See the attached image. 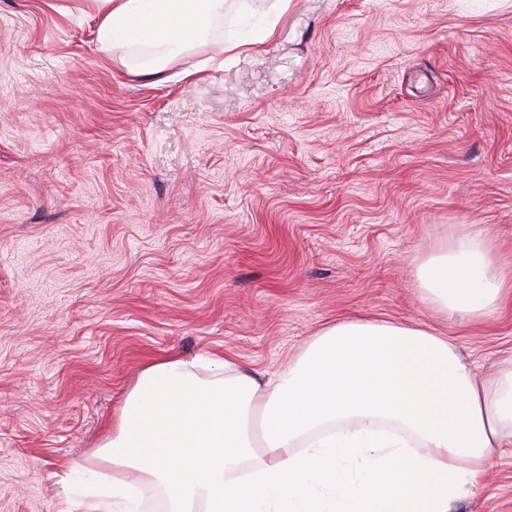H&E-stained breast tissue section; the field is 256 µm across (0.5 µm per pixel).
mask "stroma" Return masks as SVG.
Here are the masks:
<instances>
[{
  "label": "stroma",
  "instance_id": "1",
  "mask_svg": "<svg viewBox=\"0 0 512 512\" xmlns=\"http://www.w3.org/2000/svg\"><path fill=\"white\" fill-rule=\"evenodd\" d=\"M277 7L227 0L144 76L86 0H0V512L137 486L96 448L159 359L283 370L358 317L448 336L481 378L512 348V297L445 317L417 280L470 236L512 273V0ZM451 512H512V458Z\"/></svg>",
  "mask_w": 512,
  "mask_h": 512
}]
</instances>
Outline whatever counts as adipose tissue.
<instances>
[{"label":"adipose tissue","instance_id":"1","mask_svg":"<svg viewBox=\"0 0 512 512\" xmlns=\"http://www.w3.org/2000/svg\"><path fill=\"white\" fill-rule=\"evenodd\" d=\"M102 40L146 46L147 74L203 44L224 0H94ZM438 312L479 320L512 282L487 239L435 248L419 264ZM203 379L172 359L144 369L98 452L162 487L167 512H449L512 447V349L477 381L446 337L344 320L295 365L252 375L216 354ZM271 461L254 467L256 453Z\"/></svg>","mask_w":512,"mask_h":512}]
</instances>
